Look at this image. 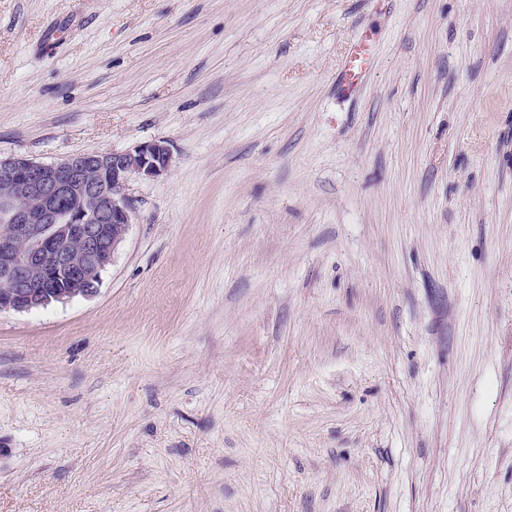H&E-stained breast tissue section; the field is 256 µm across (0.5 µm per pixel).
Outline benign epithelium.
<instances>
[{
	"mask_svg": "<svg viewBox=\"0 0 512 512\" xmlns=\"http://www.w3.org/2000/svg\"><path fill=\"white\" fill-rule=\"evenodd\" d=\"M171 165L164 140L51 163L0 157V313L94 295L133 223L130 183Z\"/></svg>",
	"mask_w": 512,
	"mask_h": 512,
	"instance_id": "obj_1",
	"label": "benign epithelium"
}]
</instances>
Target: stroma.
<instances>
[{"label": "stroma", "mask_w": 512, "mask_h": 512, "mask_svg": "<svg viewBox=\"0 0 512 512\" xmlns=\"http://www.w3.org/2000/svg\"><path fill=\"white\" fill-rule=\"evenodd\" d=\"M158 139L0 313V512H512V0H0V157ZM369 72L370 62L365 44L362 41L352 42L336 73L337 94L342 97L354 94Z\"/></svg>", "instance_id": "35a3bbf8"}]
</instances>
